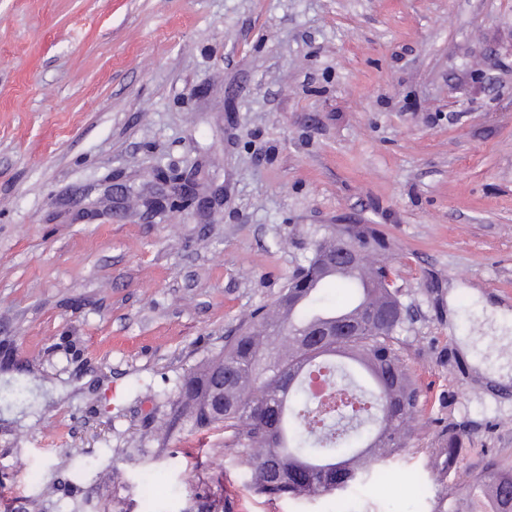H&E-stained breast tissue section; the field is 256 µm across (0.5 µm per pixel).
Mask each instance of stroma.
<instances>
[{
    "label": "stroma",
    "instance_id": "1",
    "mask_svg": "<svg viewBox=\"0 0 512 512\" xmlns=\"http://www.w3.org/2000/svg\"><path fill=\"white\" fill-rule=\"evenodd\" d=\"M196 163L223 205L146 216L152 167ZM336 224L410 311L407 449L273 499L223 428L147 441ZM500 310L512 0H0V512H431L449 426L458 482L512 466V384L459 345L493 355ZM470 441L467 435L454 427L448 428V438L438 448L437 465L443 477H450L461 458L467 454Z\"/></svg>",
    "mask_w": 512,
    "mask_h": 512
}]
</instances>
